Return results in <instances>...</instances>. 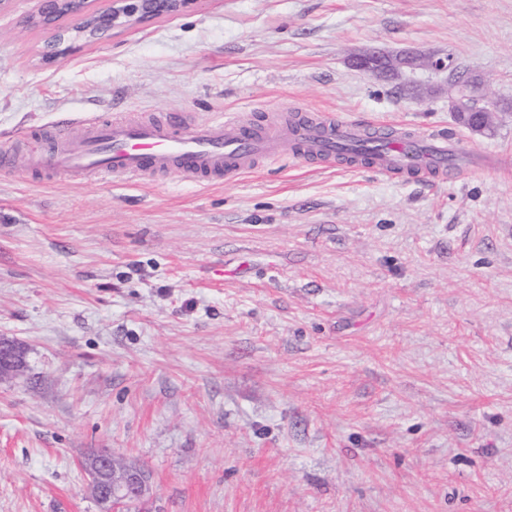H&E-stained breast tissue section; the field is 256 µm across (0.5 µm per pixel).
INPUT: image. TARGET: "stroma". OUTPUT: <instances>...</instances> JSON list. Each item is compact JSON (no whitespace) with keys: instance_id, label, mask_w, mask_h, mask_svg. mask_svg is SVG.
Here are the masks:
<instances>
[{"instance_id":"35a3bbf8","label":"stroma","mask_w":512,"mask_h":512,"mask_svg":"<svg viewBox=\"0 0 512 512\" xmlns=\"http://www.w3.org/2000/svg\"><path fill=\"white\" fill-rule=\"evenodd\" d=\"M34 10H0V512H101V449L150 512H512V178L26 167L64 118L297 107L512 156V111L469 132L447 72L350 64L417 49L512 104V0H198L54 62ZM352 65L377 78L396 76L404 68L414 69L422 65L438 71L454 68L449 58L424 56L407 51L391 53L377 49H369L355 55ZM22 347L13 339L0 336V377H12L23 368ZM83 468L96 500L107 512L118 511L124 503L140 502L150 491V474L145 468L116 466L107 451L89 455Z\"/></svg>"}]
</instances>
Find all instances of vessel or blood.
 Instances as JSON below:
<instances>
[{
  "instance_id": "vessel-or-blood-1",
  "label": "vessel or blood",
  "mask_w": 512,
  "mask_h": 512,
  "mask_svg": "<svg viewBox=\"0 0 512 512\" xmlns=\"http://www.w3.org/2000/svg\"><path fill=\"white\" fill-rule=\"evenodd\" d=\"M340 146L348 149L352 167L363 165L384 176L411 173L422 160L441 176L461 169L460 143L439 133L412 135L375 148L367 142L366 129L345 118L304 113L287 123H263L227 114L191 129L175 112L164 119L115 116L85 123L76 145L33 154L28 168L116 182L169 172L204 182L236 178L288 151L301 158L330 159Z\"/></svg>"
}]
</instances>
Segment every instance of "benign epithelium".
<instances>
[{"label": "benign epithelium", "instance_id": "obj_1", "mask_svg": "<svg viewBox=\"0 0 512 512\" xmlns=\"http://www.w3.org/2000/svg\"><path fill=\"white\" fill-rule=\"evenodd\" d=\"M197 0H112L110 9L89 11L90 0H36V9L26 20L32 24L39 20L43 26H52L68 17L73 20L69 27L56 31L46 44L45 56L61 57L80 39L92 42L107 32L134 23H140L161 15L180 14L192 8ZM352 65L377 78L396 76L404 68L414 69L427 65L438 71L451 70L453 62L448 58L424 56L413 52L391 53L369 49L357 54ZM450 110L456 121L473 133L483 134L492 127V116L497 103L486 92L484 80L474 75L466 83L455 86L448 93ZM23 368L22 347L13 339L0 336V377H12ZM83 468L90 478V487L96 500L114 512L124 503L139 502L150 491L149 472L141 467H119L111 453L99 451L89 455Z\"/></svg>", "mask_w": 512, "mask_h": 512}]
</instances>
